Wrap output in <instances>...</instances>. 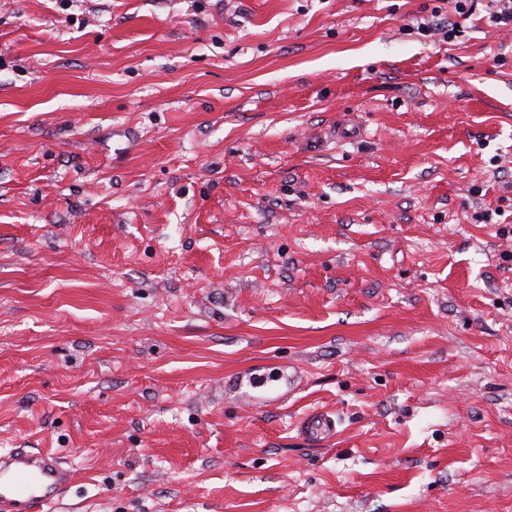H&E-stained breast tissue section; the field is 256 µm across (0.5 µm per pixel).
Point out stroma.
Here are the masks:
<instances>
[{
	"label": "stroma",
	"mask_w": 512,
	"mask_h": 512,
	"mask_svg": "<svg viewBox=\"0 0 512 512\" xmlns=\"http://www.w3.org/2000/svg\"><path fill=\"white\" fill-rule=\"evenodd\" d=\"M435 7L0 0V454L72 470L42 512H512V31ZM436 8L432 10L430 18H423L424 22L417 21V33L430 37L439 34L448 41L456 38V33L459 32L456 29L457 22H451L442 11ZM302 433L312 442H327L336 434V421L322 411L307 413L300 422Z\"/></svg>",
	"instance_id": "obj_1"
}]
</instances>
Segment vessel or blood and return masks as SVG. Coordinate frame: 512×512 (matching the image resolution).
I'll return each instance as SVG.
<instances>
[{
	"label": "vessel or blood",
	"instance_id": "vessel-or-blood-1",
	"mask_svg": "<svg viewBox=\"0 0 512 512\" xmlns=\"http://www.w3.org/2000/svg\"><path fill=\"white\" fill-rule=\"evenodd\" d=\"M312 442L328 441L336 433V421L327 413H307L300 422ZM71 471L53 454L24 448L0 457V512H40L64 493Z\"/></svg>",
	"mask_w": 512,
	"mask_h": 512
}]
</instances>
